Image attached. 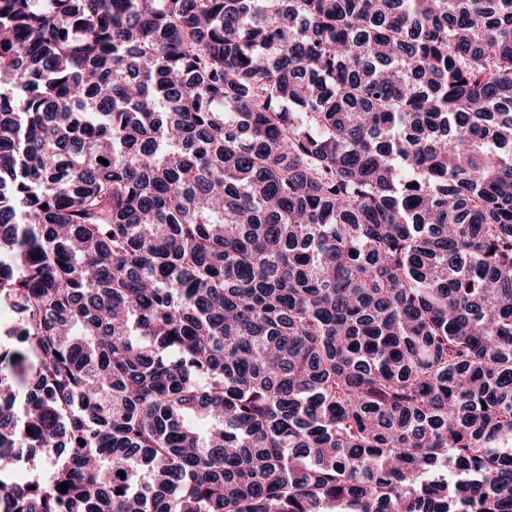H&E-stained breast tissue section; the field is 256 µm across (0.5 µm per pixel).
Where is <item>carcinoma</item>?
Listing matches in <instances>:
<instances>
[{
	"mask_svg": "<svg viewBox=\"0 0 512 512\" xmlns=\"http://www.w3.org/2000/svg\"><path fill=\"white\" fill-rule=\"evenodd\" d=\"M0 310V512H512V0H0Z\"/></svg>",
	"mask_w": 512,
	"mask_h": 512,
	"instance_id": "1",
	"label": "carcinoma"
}]
</instances>
